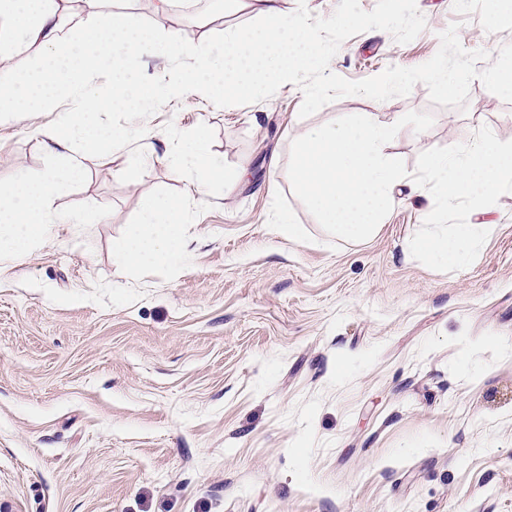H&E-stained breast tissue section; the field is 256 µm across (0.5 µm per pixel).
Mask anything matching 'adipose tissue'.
Instances as JSON below:
<instances>
[{"mask_svg": "<svg viewBox=\"0 0 512 512\" xmlns=\"http://www.w3.org/2000/svg\"><path fill=\"white\" fill-rule=\"evenodd\" d=\"M261 22L250 34L227 38L222 61L202 49L194 61L156 81L148 72L154 56L185 54V47L162 40L129 13L100 12L78 22L56 7V0H0V114L21 118L36 112L57 111V121L42 129L44 146L59 166L34 176L0 184V276L10 267L4 256L22 257L44 242L61 218L55 207L61 185L79 173L84 157L71 140L83 135L93 148L105 150L129 139L128 130L101 124L103 114L132 112L143 103L198 92L213 100H246L291 80H304L325 64L303 19H288L279 0H256ZM36 48L40 64L31 74L14 76L8 62L28 48ZM108 71L107 86L95 78ZM68 110H61L62 102ZM208 132L198 127L190 145L164 137L158 162L182 171L198 188L210 185L217 170L207 152ZM142 221L132 225L118 243V257L132 267L179 265L185 251L187 204L182 198L152 196L141 202ZM78 225L76 215L65 218Z\"/></svg>", "mask_w": 512, "mask_h": 512, "instance_id": "obj_1", "label": "adipose tissue"}]
</instances>
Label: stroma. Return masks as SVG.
<instances>
[{
  "label": "stroma",
  "instance_id": "obj_1",
  "mask_svg": "<svg viewBox=\"0 0 512 512\" xmlns=\"http://www.w3.org/2000/svg\"><path fill=\"white\" fill-rule=\"evenodd\" d=\"M156 24L148 0H101L187 49L224 53L226 32L260 23L252 8L216 17L182 0ZM425 30L399 44L381 30L344 41L331 72L361 80L414 67L459 23L466 50L498 58L512 24L488 29L491 0H417ZM298 86L216 103L189 94L111 112L123 148L84 142V169L63 184L50 240L0 278V512H512V193L493 211L475 262L438 272L409 241L427 200L402 203L362 242L329 236L285 172L304 129L410 111L432 128L388 153L419 154L488 126L512 140V103L480 81L466 110L405 97L337 99L300 118ZM44 113L0 122V183L53 162ZM205 125L222 175L207 196L149 158L135 132ZM185 196L188 267H127L113 253L144 196ZM277 209L302 230H273Z\"/></svg>",
  "mask_w": 512,
  "mask_h": 512
}]
</instances>
